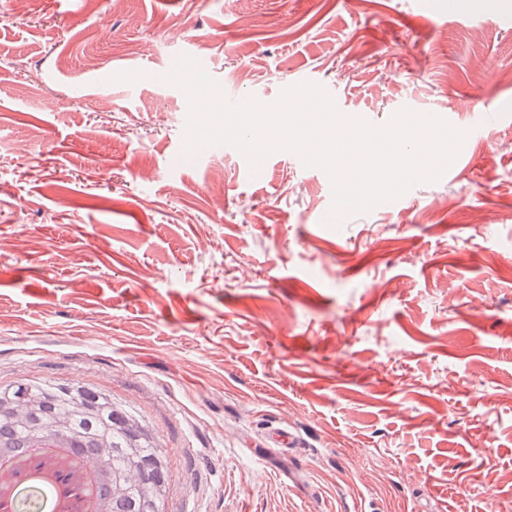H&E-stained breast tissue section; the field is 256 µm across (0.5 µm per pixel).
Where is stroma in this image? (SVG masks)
<instances>
[{"label": "stroma", "mask_w": 512, "mask_h": 512, "mask_svg": "<svg viewBox=\"0 0 512 512\" xmlns=\"http://www.w3.org/2000/svg\"><path fill=\"white\" fill-rule=\"evenodd\" d=\"M439 3L0 0V384L140 410L164 512L512 503V122L454 110L512 99V0ZM183 55L242 99L311 82L467 137L437 182L331 224L294 152L175 162Z\"/></svg>", "instance_id": "1"}]
</instances>
